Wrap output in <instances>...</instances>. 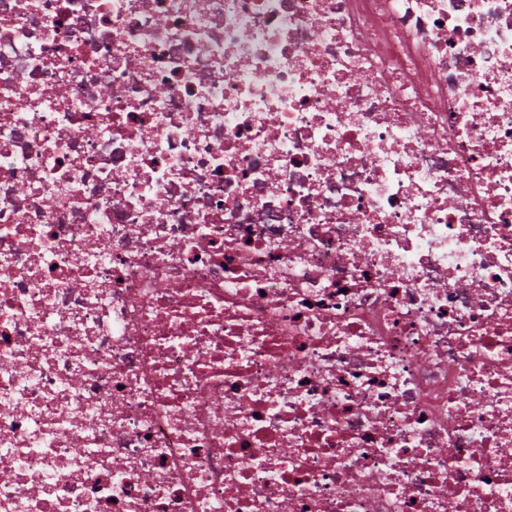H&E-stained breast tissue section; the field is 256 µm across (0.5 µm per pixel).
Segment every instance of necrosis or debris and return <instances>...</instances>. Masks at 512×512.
<instances>
[{
    "label": "necrosis or debris",
    "instance_id": "obj_1",
    "mask_svg": "<svg viewBox=\"0 0 512 512\" xmlns=\"http://www.w3.org/2000/svg\"><path fill=\"white\" fill-rule=\"evenodd\" d=\"M0 512H512V0H0Z\"/></svg>",
    "mask_w": 512,
    "mask_h": 512
}]
</instances>
